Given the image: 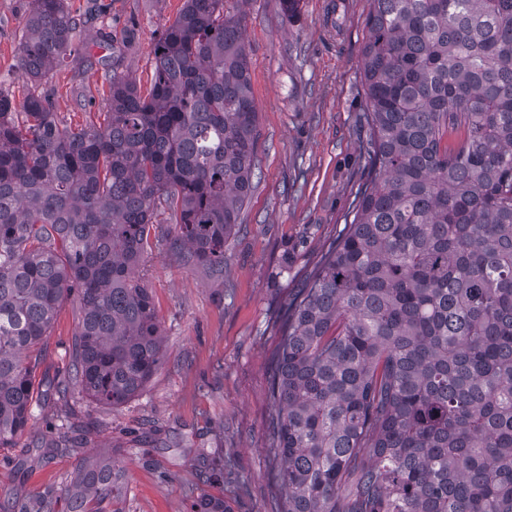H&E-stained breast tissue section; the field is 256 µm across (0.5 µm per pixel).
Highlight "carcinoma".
Here are the masks:
<instances>
[{"label":"carcinoma","mask_w":512,"mask_h":512,"mask_svg":"<svg viewBox=\"0 0 512 512\" xmlns=\"http://www.w3.org/2000/svg\"><path fill=\"white\" fill-rule=\"evenodd\" d=\"M18 68L100 66L106 109L72 128L0 88V447L24 435L40 345L81 318L54 391L119 407L161 365L134 271L169 249L224 278L256 177L249 0H184L154 38L150 87L66 0H31ZM362 49L368 174L295 290L270 358L276 512H512V0H371ZM112 459L0 512H109ZM193 512H230L202 496Z\"/></svg>","instance_id":"carcinoma-1"}]
</instances>
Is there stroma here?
Segmentation results:
<instances>
[{
    "label": "stroma",
    "mask_w": 512,
    "mask_h": 512,
    "mask_svg": "<svg viewBox=\"0 0 512 512\" xmlns=\"http://www.w3.org/2000/svg\"><path fill=\"white\" fill-rule=\"evenodd\" d=\"M184 0H68L90 38L105 28L137 36L119 69L139 88L153 73L152 42ZM370 0H301L287 20L279 0H250L244 41L258 111L260 175L244 205L243 227L224 249V279L183 264L166 241L153 242L137 276L154 298L164 360L143 392L109 408L77 394L49 395L63 374L80 309L58 310L35 373L40 404L14 448H0V499L35 498L73 479L80 457L112 452L114 512H191L202 495L224 497L234 512H270L280 492L270 478L266 428L273 327L294 288L350 220L366 168L362 47ZM29 0H0V88L15 104L48 96L58 120L84 123L105 103L103 73L71 63L40 82L23 77L18 46ZM84 106H77L76 96ZM80 446L56 444L62 420ZM212 463L224 481L205 482Z\"/></svg>",
    "instance_id": "obj_1"
}]
</instances>
